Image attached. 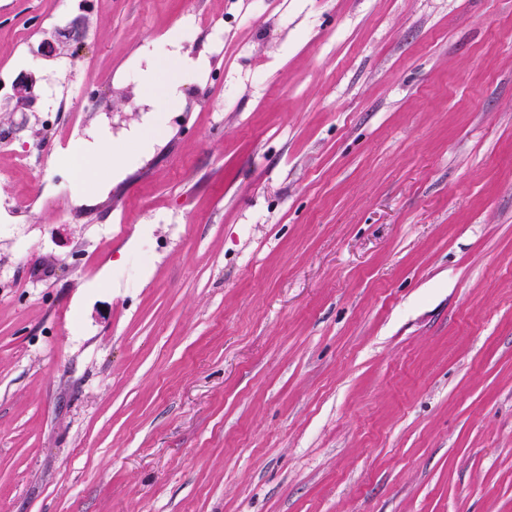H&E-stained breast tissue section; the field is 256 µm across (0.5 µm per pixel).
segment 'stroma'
<instances>
[{"mask_svg": "<svg viewBox=\"0 0 512 512\" xmlns=\"http://www.w3.org/2000/svg\"><path fill=\"white\" fill-rule=\"evenodd\" d=\"M192 7L223 32L171 40ZM57 8L0 0V66L43 74ZM81 20L97 80L206 68L178 124L0 150V202L52 195L0 214V512H512V0ZM106 149L105 143L98 146L76 147L71 154L72 164L81 176L85 177Z\"/></svg>", "mask_w": 512, "mask_h": 512, "instance_id": "35a3bbf8", "label": "stroma"}]
</instances>
